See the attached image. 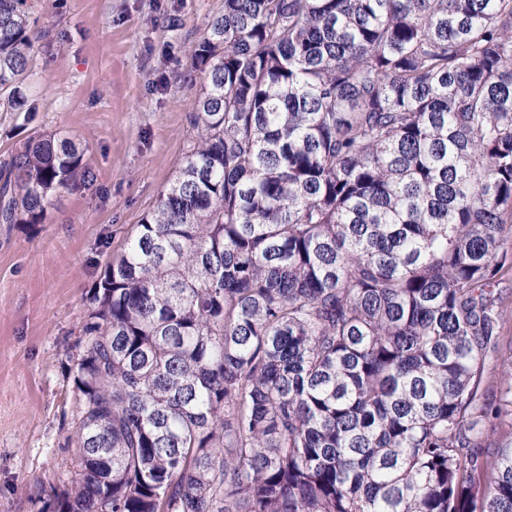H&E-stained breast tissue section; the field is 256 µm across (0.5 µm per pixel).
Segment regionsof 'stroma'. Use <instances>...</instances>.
Listing matches in <instances>:
<instances>
[{
    "label": "stroma",
    "instance_id": "stroma-1",
    "mask_svg": "<svg viewBox=\"0 0 512 512\" xmlns=\"http://www.w3.org/2000/svg\"><path fill=\"white\" fill-rule=\"evenodd\" d=\"M37 108L0 112V155L44 131L88 148L92 181L44 224H0V512H40L76 470L69 356L89 297L178 169L203 80L191 51L224 0H30Z\"/></svg>",
    "mask_w": 512,
    "mask_h": 512
}]
</instances>
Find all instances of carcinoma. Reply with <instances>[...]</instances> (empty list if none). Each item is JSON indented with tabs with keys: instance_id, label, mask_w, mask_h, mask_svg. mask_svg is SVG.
I'll return each instance as SVG.
<instances>
[{
	"instance_id": "carcinoma-1",
	"label": "carcinoma",
	"mask_w": 512,
	"mask_h": 512,
	"mask_svg": "<svg viewBox=\"0 0 512 512\" xmlns=\"http://www.w3.org/2000/svg\"><path fill=\"white\" fill-rule=\"evenodd\" d=\"M171 182L70 356L76 467L45 512H512L491 287L512 265V0H224ZM0 0V112L36 107ZM57 132L0 223L83 188Z\"/></svg>"
}]
</instances>
